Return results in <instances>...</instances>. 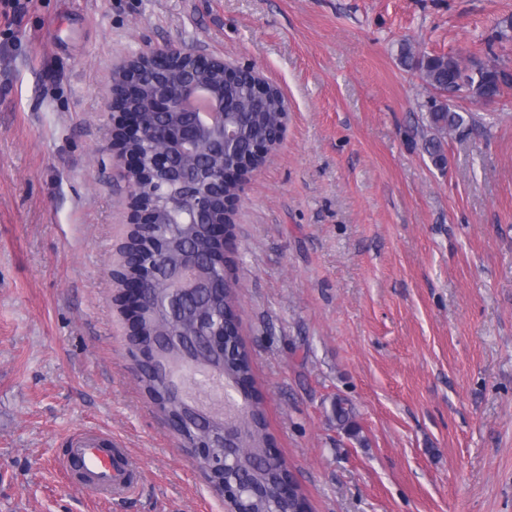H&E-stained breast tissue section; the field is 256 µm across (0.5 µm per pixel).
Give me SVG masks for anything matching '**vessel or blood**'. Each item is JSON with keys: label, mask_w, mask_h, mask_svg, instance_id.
Segmentation results:
<instances>
[{"label": "vessel or blood", "mask_w": 512, "mask_h": 512, "mask_svg": "<svg viewBox=\"0 0 512 512\" xmlns=\"http://www.w3.org/2000/svg\"><path fill=\"white\" fill-rule=\"evenodd\" d=\"M106 442L99 433L77 435L71 440L63 466L69 471L81 470L85 489L103 496L118 495L129 488L128 476L137 471L138 465L107 448Z\"/></svg>", "instance_id": "1"}]
</instances>
